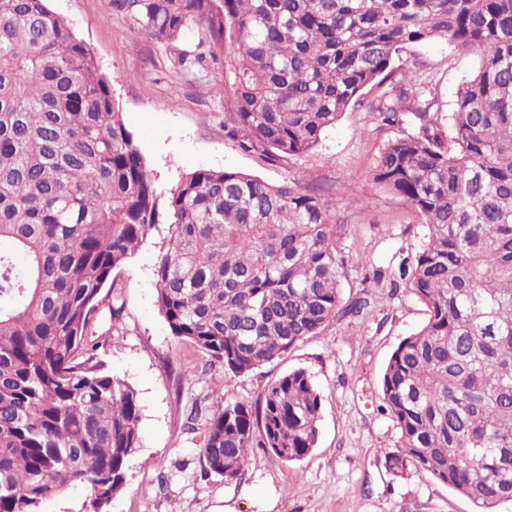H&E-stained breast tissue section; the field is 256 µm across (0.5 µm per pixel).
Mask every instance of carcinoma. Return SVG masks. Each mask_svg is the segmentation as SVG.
Segmentation results:
<instances>
[{
	"instance_id": "1",
	"label": "carcinoma",
	"mask_w": 512,
	"mask_h": 512,
	"mask_svg": "<svg viewBox=\"0 0 512 512\" xmlns=\"http://www.w3.org/2000/svg\"><path fill=\"white\" fill-rule=\"evenodd\" d=\"M170 47L195 26L222 51L226 135L269 162L309 153L349 108L394 132L373 182L426 225L398 271L429 318L381 378L399 437L386 467L446 484L475 512L512 501V0H112ZM443 39L477 71L442 123ZM166 214L154 265L172 336L235 376L332 321L342 265L326 191L200 168L158 190L94 53L47 0H0V512H42L72 485L102 512L140 447L137 395L104 356L118 274ZM321 395L304 369L207 418L206 472L241 480L248 450L297 462Z\"/></svg>"
}]
</instances>
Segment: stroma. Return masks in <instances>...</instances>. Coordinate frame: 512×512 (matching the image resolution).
<instances>
[{"mask_svg": "<svg viewBox=\"0 0 512 512\" xmlns=\"http://www.w3.org/2000/svg\"><path fill=\"white\" fill-rule=\"evenodd\" d=\"M49 6L91 48L160 190L185 173L212 168L248 172L271 184L313 181L337 201L355 197V204L338 202L332 211L336 253L344 261L341 301H370L361 315L330 323L274 362L241 377L227 374L172 336L158 309L153 268L167 236L166 225H158L120 275L127 307L106 360L137 394L140 446L128 462L124 488L105 512H474L446 484L384 466L397 430L382 410L380 378L399 342L427 319L411 289L393 283L400 259L421 249L426 229L407 205L372 181L386 135L369 132L366 113L353 109L308 154L263 161L224 135L231 98L221 62L188 70L174 63L181 52H208L198 30L173 49L147 39L113 10L112 0H49ZM412 52L436 71V95L444 112H454L478 54L459 55L441 39ZM298 368L311 375L322 396L312 452L288 463L254 448L241 481L228 484L206 474L200 452L206 421L198 419V432L187 433V409L222 397L256 401L268 382Z\"/></svg>", "mask_w": 512, "mask_h": 512, "instance_id": "stroma-1", "label": "stroma"}]
</instances>
